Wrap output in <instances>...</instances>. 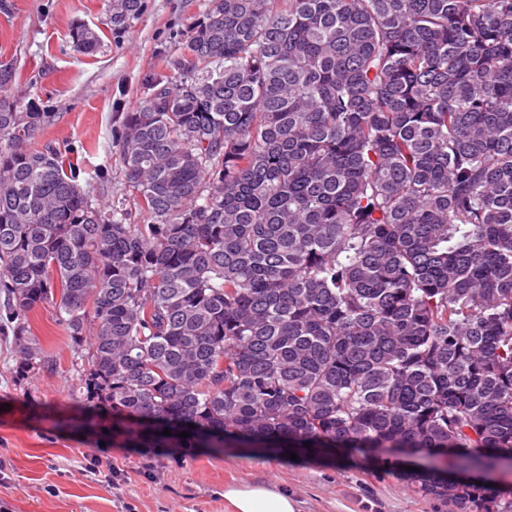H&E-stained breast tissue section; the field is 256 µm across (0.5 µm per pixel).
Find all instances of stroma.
Segmentation results:
<instances>
[{"instance_id": "stroma-1", "label": "stroma", "mask_w": 512, "mask_h": 512, "mask_svg": "<svg viewBox=\"0 0 512 512\" xmlns=\"http://www.w3.org/2000/svg\"><path fill=\"white\" fill-rule=\"evenodd\" d=\"M206 0H142L122 29L107 0H0V65L12 67L11 95L35 100L52 118L40 140L81 170L96 198L120 188L112 129L163 72ZM85 24L98 50H73L72 28ZM31 332L54 365L18 381L12 337L0 332V503L9 512H227L224 488L263 483L288 488L302 512H456L420 494L383 456H288L254 448H104L94 432L72 427L78 356L51 305L30 315Z\"/></svg>"}]
</instances>
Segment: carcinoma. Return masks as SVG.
Wrapping results in <instances>:
<instances>
[{
	"instance_id": "carcinoma-1",
	"label": "carcinoma",
	"mask_w": 512,
	"mask_h": 512,
	"mask_svg": "<svg viewBox=\"0 0 512 512\" xmlns=\"http://www.w3.org/2000/svg\"><path fill=\"white\" fill-rule=\"evenodd\" d=\"M166 69L100 205L0 66L16 378L52 367L48 303L114 447L431 448L400 479L512 512L454 477L512 464V0H208Z\"/></svg>"
}]
</instances>
